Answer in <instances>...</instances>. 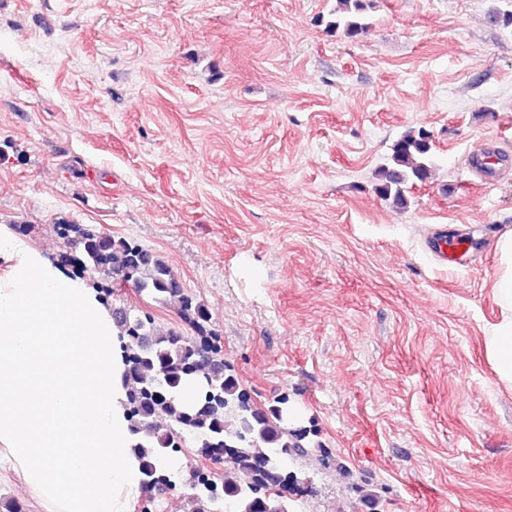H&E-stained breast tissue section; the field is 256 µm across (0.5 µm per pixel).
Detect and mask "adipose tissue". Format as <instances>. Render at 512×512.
Returning a JSON list of instances; mask_svg holds the SVG:
<instances>
[{
	"instance_id": "adipose-tissue-1",
	"label": "adipose tissue",
	"mask_w": 512,
	"mask_h": 512,
	"mask_svg": "<svg viewBox=\"0 0 512 512\" xmlns=\"http://www.w3.org/2000/svg\"><path fill=\"white\" fill-rule=\"evenodd\" d=\"M486 353L512 387V232L496 244ZM0 450L50 512H128L141 493L124 345L103 294L0 228Z\"/></svg>"
}]
</instances>
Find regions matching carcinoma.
Segmentation results:
<instances>
[{"mask_svg": "<svg viewBox=\"0 0 512 512\" xmlns=\"http://www.w3.org/2000/svg\"><path fill=\"white\" fill-rule=\"evenodd\" d=\"M488 12L490 23L512 30V0H502ZM366 0H336L326 29L347 38L367 34ZM435 169L431 134L410 128L389 147L374 171L376 195L398 208L410 205L413 187L428 182ZM62 244L58 262L76 274H89L96 288L111 296L124 281L165 303L175 301L180 317L195 329L196 341L172 329H162L147 312L112 308V316L127 338L128 410L137 436L134 451L141 460V488L147 494L173 480L165 467L170 454L191 438L204 458L224 461V480L197 472L193 512H298L291 492L305 483L303 471L285 460L307 462L323 456L315 421L301 425L288 396L267 408L254 405L240 389L235 370L224 362L217 338H208L210 315L159 255L126 239L104 236L92 227L56 224ZM200 375L204 385L197 399L184 404V385Z\"/></svg>", "mask_w": 512, "mask_h": 512, "instance_id": "carcinoma-1", "label": "carcinoma"}]
</instances>
